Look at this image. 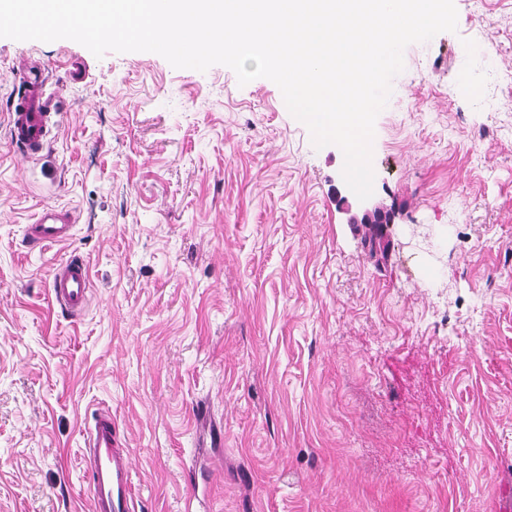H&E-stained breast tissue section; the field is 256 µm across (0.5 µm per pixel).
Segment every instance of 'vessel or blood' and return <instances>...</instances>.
<instances>
[{
  "instance_id": "obj_1",
  "label": "vessel or blood",
  "mask_w": 512,
  "mask_h": 512,
  "mask_svg": "<svg viewBox=\"0 0 512 512\" xmlns=\"http://www.w3.org/2000/svg\"><path fill=\"white\" fill-rule=\"evenodd\" d=\"M24 88L12 109L11 137L29 156L39 155L51 134L53 100L44 91L42 70L31 58H20L15 66ZM76 227L74 214L66 209L45 208L26 225L27 239L47 246L69 241ZM53 303L69 317L80 318L90 302V272L86 262L73 257L58 263L51 272ZM112 413L97 410L83 431L81 461L89 474L92 512H133L130 490L131 463L113 445Z\"/></svg>"
}]
</instances>
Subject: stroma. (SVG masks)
<instances>
[{"label":"stroma","mask_w":512,"mask_h":512,"mask_svg":"<svg viewBox=\"0 0 512 512\" xmlns=\"http://www.w3.org/2000/svg\"><path fill=\"white\" fill-rule=\"evenodd\" d=\"M455 6L375 122L377 258L273 81L0 38V512H92L102 406L136 512H512V0ZM22 53L56 103L27 161ZM45 207L69 243H28ZM73 255L76 320L49 293ZM394 222V211L380 204H374L371 207H365L361 218L356 214L350 217L351 224H367L375 227L378 237L375 239V254L377 253V239L385 235L386 228ZM53 303L72 319H79L90 302V272L86 262L72 257L58 263L51 272Z\"/></svg>","instance_id":"35a3bbf8"}]
</instances>
